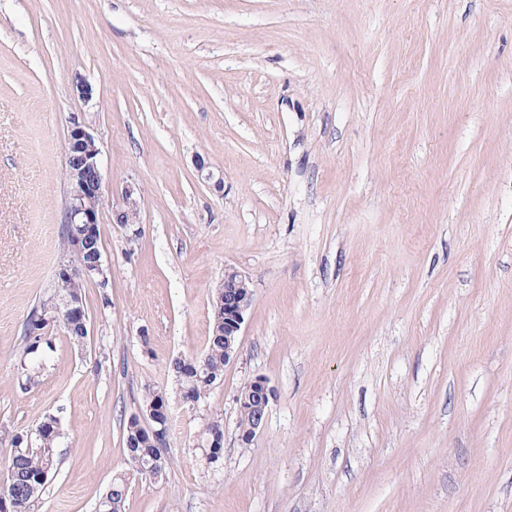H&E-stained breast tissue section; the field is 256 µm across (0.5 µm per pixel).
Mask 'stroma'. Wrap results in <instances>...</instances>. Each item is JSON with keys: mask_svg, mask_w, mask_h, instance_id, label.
Here are the masks:
<instances>
[{"mask_svg": "<svg viewBox=\"0 0 512 512\" xmlns=\"http://www.w3.org/2000/svg\"><path fill=\"white\" fill-rule=\"evenodd\" d=\"M75 116L107 280L84 284L85 345L56 332L23 389ZM131 184L134 230L111 221ZM228 266L253 302L191 408L172 363L206 348ZM148 388L167 465L123 512H512V0H0V460L61 420L35 512H94ZM272 400V391L268 381L257 377L251 381L238 395L239 411L250 410L252 419L249 428L239 434L243 444L249 445L260 433Z\"/></svg>", "mask_w": 512, "mask_h": 512, "instance_id": "obj_1", "label": "stroma"}]
</instances>
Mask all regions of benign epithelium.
I'll return each mask as SVG.
<instances>
[{"mask_svg": "<svg viewBox=\"0 0 512 512\" xmlns=\"http://www.w3.org/2000/svg\"><path fill=\"white\" fill-rule=\"evenodd\" d=\"M65 175L69 187L68 203L64 211V223L70 233V251L75 255L85 252L86 247L99 236L100 213L102 209L103 175L101 151L95 136L86 125L74 118L65 140ZM135 188L128 185L122 192L123 204L112 207V220L116 224H135L138 217V204L133 195ZM81 278L106 279V266L103 251L95 252L92 260L82 266ZM224 296L217 298V305L224 316V361L229 363L237 356L240 336L246 314L252 305L253 289L251 279L240 270L224 267ZM37 328L34 333L48 335L52 325H62L68 329L74 324L82 327L85 336L91 335L90 322L83 300L71 296L63 305L55 304L43 310L34 318ZM272 399L268 381L257 377L238 395L239 410L252 412L249 428L239 434L243 444L248 445L260 433ZM149 420L160 427L168 422V406L157 402L148 407Z\"/></svg>", "mask_w": 512, "mask_h": 512, "instance_id": "obj_1", "label": "benign epithelium"}]
</instances>
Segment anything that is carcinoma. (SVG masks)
<instances>
[{
  "instance_id": "cac0c4a2",
  "label": "carcinoma",
  "mask_w": 512,
  "mask_h": 512,
  "mask_svg": "<svg viewBox=\"0 0 512 512\" xmlns=\"http://www.w3.org/2000/svg\"><path fill=\"white\" fill-rule=\"evenodd\" d=\"M55 344L49 336H32L25 333L22 356L17 364L18 374L31 382L53 358ZM198 360L205 364L200 371L181 376L180 362L174 363V373L179 386L191 387L198 396L207 395L224 376V332L222 314L212 306V334L208 345ZM43 434L27 446L18 444L19 434L10 439L11 448L6 457L7 473L11 474L8 486L0 487V499L6 507L0 512H33L40 503L51 476L57 471L59 455L60 420L49 415L39 424ZM123 451L130 469L113 477L107 492L98 501L95 512H122L130 484L139 475L157 477L166 465L162 450L155 440L140 426L138 419L131 417L123 435Z\"/></svg>"
}]
</instances>
